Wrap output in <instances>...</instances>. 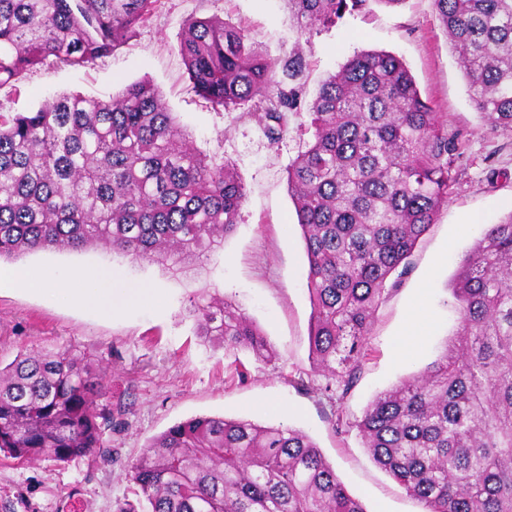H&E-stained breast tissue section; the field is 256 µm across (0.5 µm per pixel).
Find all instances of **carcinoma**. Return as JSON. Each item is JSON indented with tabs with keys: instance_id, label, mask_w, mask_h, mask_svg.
I'll use <instances>...</instances> for the list:
<instances>
[{
	"instance_id": "1",
	"label": "carcinoma",
	"mask_w": 512,
	"mask_h": 512,
	"mask_svg": "<svg viewBox=\"0 0 512 512\" xmlns=\"http://www.w3.org/2000/svg\"><path fill=\"white\" fill-rule=\"evenodd\" d=\"M156 0H0V86L50 57L84 66L114 51ZM367 0H288L303 32ZM483 128L512 133V0H433ZM179 52L196 91L248 103L269 141L305 113L308 142L288 165L308 259L312 373L335 431L355 387L386 286L448 202L464 144L448 134L405 63L353 55L307 100L298 53L273 62L218 17L187 21ZM245 187L231 164L196 151L156 87L109 101L59 95L0 114V259L104 250L197 282L234 231ZM459 326L422 374L378 394L355 427L375 464L426 512H512V211L481 229L451 280ZM205 344L276 351L242 310L202 288L191 311ZM103 385L68 351L0 367V453L18 461L112 458ZM146 512H367L304 432L196 417L152 439L128 468Z\"/></svg>"
}]
</instances>
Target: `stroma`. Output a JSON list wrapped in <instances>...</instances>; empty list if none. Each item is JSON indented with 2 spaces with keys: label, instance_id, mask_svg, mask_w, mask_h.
Segmentation results:
<instances>
[{
  "label": "stroma",
  "instance_id": "35a3bbf8",
  "mask_svg": "<svg viewBox=\"0 0 512 512\" xmlns=\"http://www.w3.org/2000/svg\"><path fill=\"white\" fill-rule=\"evenodd\" d=\"M192 16L223 19L273 61L301 50L310 97L355 53L390 52L405 62L439 120L467 141L452 195L414 249L409 273L384 295L369 355L341 412L293 383L311 373L308 265L287 187V168L310 137L307 118L291 117L287 134L273 145L256 118L226 111L196 93L178 50ZM142 80L157 87L194 147L233 164L245 187L239 223L199 283L178 282L154 265H133L101 251L39 252L19 263L0 261V363L34 349L70 351L103 379L106 390L96 402L114 422L104 435L112 450L108 464L88 457L0 458V505L10 504L14 512H116L118 503L135 497L126 470L143 447L176 423L207 416L301 429L368 512H423L373 462L357 429L340 435L333 423L339 413L350 422L359 419L378 393L438 358L457 326L448 290L457 259L473 246L481 224L512 211V135L482 130L433 0H404L395 8L368 0L336 26L310 34L297 30L286 0H157L110 55L80 67L50 58L17 86L0 88V113L32 110L66 92L108 101ZM493 168L499 171L494 178L488 175ZM19 264L36 272H100L112 284L117 309L106 314L24 286L14 279ZM203 285L250 317L275 348V359L202 344L188 310ZM143 288L149 296H140ZM415 308L424 325L414 355L402 359L393 342Z\"/></svg>",
  "mask_w": 512,
  "mask_h": 512
}]
</instances>
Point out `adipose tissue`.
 <instances>
[{
	"instance_id": "obj_1",
	"label": "adipose tissue",
	"mask_w": 512,
	"mask_h": 512,
	"mask_svg": "<svg viewBox=\"0 0 512 512\" xmlns=\"http://www.w3.org/2000/svg\"><path fill=\"white\" fill-rule=\"evenodd\" d=\"M16 277L34 289H50L61 300L84 301L105 313L113 310L111 289L97 280L94 274L76 270L54 277L36 276L30 269L23 268Z\"/></svg>"
}]
</instances>
